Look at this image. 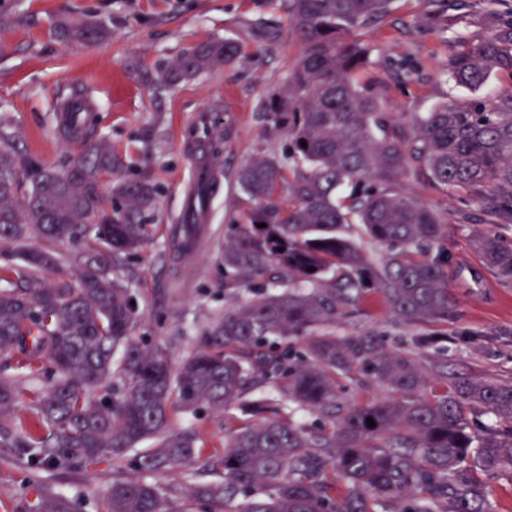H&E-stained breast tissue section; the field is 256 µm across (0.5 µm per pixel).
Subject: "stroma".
<instances>
[{"instance_id": "obj_1", "label": "stroma", "mask_w": 512, "mask_h": 512, "mask_svg": "<svg viewBox=\"0 0 512 512\" xmlns=\"http://www.w3.org/2000/svg\"><path fill=\"white\" fill-rule=\"evenodd\" d=\"M12 7L39 23L0 32V121L8 124L12 146L23 160L65 171L81 146L57 127L53 102L74 86L90 89L96 135L111 143L129 175L160 190L148 218L149 239L127 271L141 313L134 334L159 343L182 336L172 350L174 363H181L193 349V336L231 304L218 253L230 215L243 207L237 172L252 159L287 152L288 131L268 126L265 108L270 94L285 87L304 46L290 34L280 0H12ZM507 9L506 0L494 9L488 0H466L461 6L455 0H394L385 19L354 34L372 44L374 60L356 79L371 86L383 110L395 115L468 99L469 91L443 71L448 56L462 42L485 36L494 12ZM59 13L104 20L112 36L94 45L63 44L50 32L49 21ZM224 39L239 47L230 66L174 85L159 81L182 52ZM201 109L214 112L220 139L213 161L224 177L213 222L197 250L184 258L172 231L190 181V161L177 128ZM400 187L432 206L447 226L452 307L444 317L404 322L373 293L341 317L337 334L372 333L388 347L409 352L416 351L420 337H434L431 396L448 390L458 377L512 381V287L503 286L473 248L472 233L484 226L479 202L411 175ZM264 398L280 405L282 417L307 428L333 426L318 412L293 408L272 383L222 412L206 407L175 412L172 425L197 432L202 456H218L226 429L252 418L255 402ZM133 473L132 464L106 457L71 472L35 471L15 449L0 447V512H35L49 491L67 496L76 512H99L113 478Z\"/></svg>"}]
</instances>
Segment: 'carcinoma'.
<instances>
[{"label": "carcinoma", "instance_id": "obj_1", "mask_svg": "<svg viewBox=\"0 0 512 512\" xmlns=\"http://www.w3.org/2000/svg\"><path fill=\"white\" fill-rule=\"evenodd\" d=\"M281 2L305 53L286 90L273 95L267 122L288 127L290 147L281 159L257 158L238 171L245 208L221 254L224 288L236 303L200 330L176 369L171 344L132 336L140 313L123 276L146 242L144 215L156 187L119 177L121 159L83 127H64L82 136L86 153L62 173L24 164L0 130V245L37 238L84 247L75 288L47 278L58 264L54 250L10 255L13 287L0 289V442L38 470L101 457L121 463L153 441L137 461L138 476L112 480L102 512H192L191 503L202 512H491L484 479L512 473V382L460 378L428 398L424 354L389 349L371 334L338 335L336 321L372 292L408 322L448 314L443 224L401 191L400 180L413 173L475 196L484 223L512 225V94L493 108L454 99L399 119L356 81L371 47L345 39L386 17L393 0ZM50 30L69 44L110 35L101 21L65 16ZM236 53L227 40L197 45L160 80L229 65ZM446 72L471 91L493 74L512 76V14L448 55ZM102 176L113 178L110 211L98 192ZM352 226L390 248L380 262L342 234ZM474 248L512 286V244L487 231ZM247 289L251 295H239ZM294 339L304 341L295 362L280 351ZM17 354L28 369L12 373ZM40 371L55 380L26 388ZM355 372L391 396L344 405L338 380ZM272 381L292 403L332 419L333 431L308 430L275 412L228 433L224 454L200 466L222 470L223 480L197 482L188 501L147 480L200 458L197 434L172 428L171 411H222ZM22 403L33 424L19 434L14 415ZM466 406L492 415L493 424L473 431ZM37 512H73V504L46 495Z\"/></svg>", "mask_w": 512, "mask_h": 512}]
</instances>
